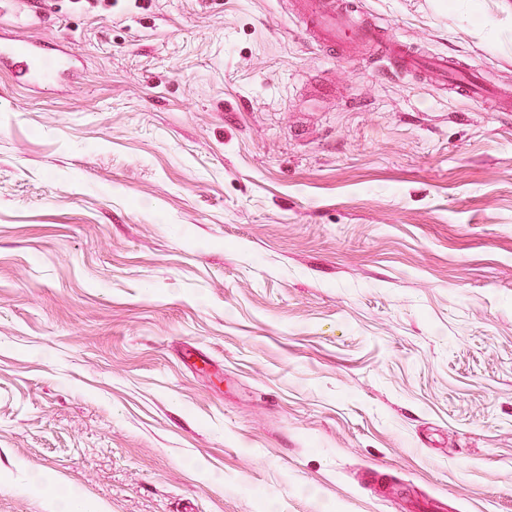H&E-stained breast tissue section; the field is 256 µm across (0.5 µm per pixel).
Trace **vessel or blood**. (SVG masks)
<instances>
[{"label": "vessel or blood", "mask_w": 512, "mask_h": 512, "mask_svg": "<svg viewBox=\"0 0 512 512\" xmlns=\"http://www.w3.org/2000/svg\"><path fill=\"white\" fill-rule=\"evenodd\" d=\"M293 8L311 36L324 46L347 55L373 51L398 70L430 73L467 99L496 97L500 111L512 112L511 89L490 92L480 76L457 57L415 51L406 42L386 34L359 10L355 0H295ZM0 71L10 73L20 84L43 90L75 75L78 65L64 47H57L50 55L40 42L0 37Z\"/></svg>", "instance_id": "1"}]
</instances>
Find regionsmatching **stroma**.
<instances>
[{"instance_id":"35a3bbf8","label":"stroma","mask_w":512,"mask_h":512,"mask_svg":"<svg viewBox=\"0 0 512 512\" xmlns=\"http://www.w3.org/2000/svg\"><path fill=\"white\" fill-rule=\"evenodd\" d=\"M512 86V0H358ZM0 72V512H512V115L289 0H28ZM48 55L40 42L4 39L0 35V71L10 73L20 84L45 90L55 87L79 70L77 62L59 43Z\"/></svg>"}]
</instances>
